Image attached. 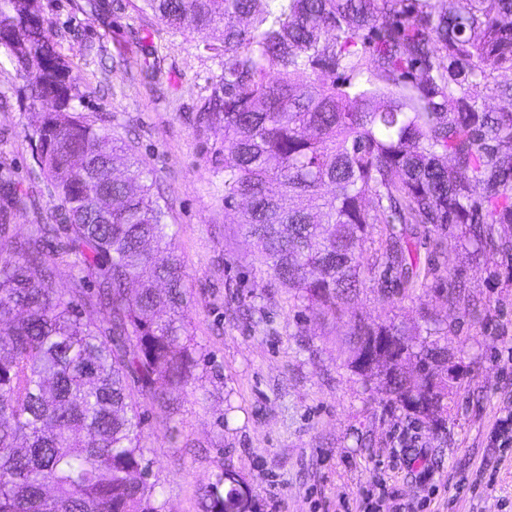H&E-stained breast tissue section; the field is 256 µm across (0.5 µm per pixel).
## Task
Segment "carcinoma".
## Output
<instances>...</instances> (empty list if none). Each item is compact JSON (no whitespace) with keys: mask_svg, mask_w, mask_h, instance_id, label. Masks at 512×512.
<instances>
[{"mask_svg":"<svg viewBox=\"0 0 512 512\" xmlns=\"http://www.w3.org/2000/svg\"><path fill=\"white\" fill-rule=\"evenodd\" d=\"M174 32L224 56V76L199 108L219 123L224 203L241 210L254 259L314 315L345 320L348 366L425 423L410 399L444 400L460 379L429 381L448 355L392 320L350 307L388 275L425 287L418 230L430 252L512 250V111L482 92L512 88V0H140ZM43 13L0 0V46L29 87L33 159L65 225L36 223L16 239L0 228V512H166L141 443L140 400L169 405L192 378L184 309L189 289L167 206L125 141L76 111V78ZM27 207L14 189L0 215ZM376 224L389 228L384 270L364 265ZM401 225L395 229L394 225ZM464 228L449 236L452 225ZM76 270L58 286L46 251ZM371 277H366V274ZM101 319L74 304L85 285ZM371 336H388L378 369L359 366ZM206 512H224L223 480L204 486Z\"/></svg>","mask_w":512,"mask_h":512,"instance_id":"1","label":"carcinoma"}]
</instances>
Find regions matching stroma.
<instances>
[{"instance_id":"1","label":"stroma","mask_w":512,"mask_h":512,"mask_svg":"<svg viewBox=\"0 0 512 512\" xmlns=\"http://www.w3.org/2000/svg\"><path fill=\"white\" fill-rule=\"evenodd\" d=\"M136 0H41L57 54L77 79L90 123L129 141L170 208L192 292L186 314L193 378L166 414L141 404L150 480L167 512H203L200 488L224 477L248 512H342L361 489L380 491L376 512H512V451L489 437L512 414V256L449 253L424 295L363 288L367 320L428 323L465 366L441 424L422 423L383 399L347 365L344 321H319L305 302L270 287L224 203L214 173L220 136L194 116L223 73L197 36L170 31ZM27 77L0 47V194L28 190L34 209L12 213L25 234L35 217L60 224L33 161ZM465 288L469 311L446 301Z\"/></svg>"}]
</instances>
